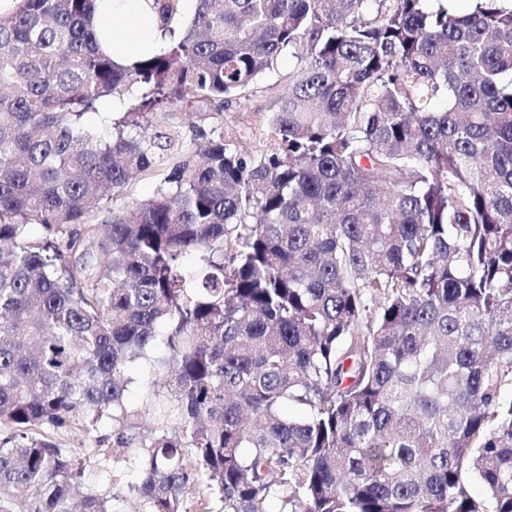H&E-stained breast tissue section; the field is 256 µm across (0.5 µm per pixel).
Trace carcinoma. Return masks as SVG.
<instances>
[{
  "instance_id": "1",
  "label": "carcinoma",
  "mask_w": 512,
  "mask_h": 512,
  "mask_svg": "<svg viewBox=\"0 0 512 512\" xmlns=\"http://www.w3.org/2000/svg\"><path fill=\"white\" fill-rule=\"evenodd\" d=\"M471 2L152 0L129 65L95 0L0 15V512H112L60 441L106 420L141 512H512V0ZM267 93L258 92L241 106L233 103L227 111L224 112V132L236 133L240 127L251 125L255 128L253 133L241 132L237 139L238 149L243 154H254L263 149L265 144L263 135V115L266 105ZM131 374L135 378V382L127 393V401L133 406L141 408L142 416L147 417L150 401L146 398V391L155 381V374L151 366L145 362L136 365Z\"/></svg>"
}]
</instances>
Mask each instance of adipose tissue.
<instances>
[{"mask_svg": "<svg viewBox=\"0 0 512 512\" xmlns=\"http://www.w3.org/2000/svg\"><path fill=\"white\" fill-rule=\"evenodd\" d=\"M94 20L103 28L102 46L120 64L136 61L159 47L157 19L148 0H100Z\"/></svg>", "mask_w": 512, "mask_h": 512, "instance_id": "adipose-tissue-1", "label": "adipose tissue"}]
</instances>
